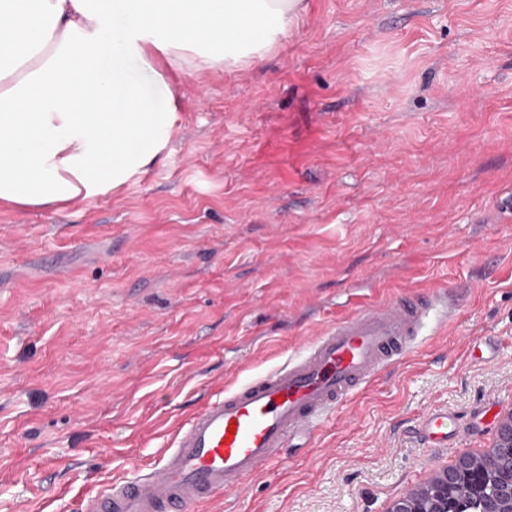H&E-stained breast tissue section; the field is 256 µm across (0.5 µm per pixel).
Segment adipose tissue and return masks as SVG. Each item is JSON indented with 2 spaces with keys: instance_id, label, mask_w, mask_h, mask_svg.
<instances>
[{
  "instance_id": "ef3b65f1",
  "label": "adipose tissue",
  "mask_w": 512,
  "mask_h": 512,
  "mask_svg": "<svg viewBox=\"0 0 512 512\" xmlns=\"http://www.w3.org/2000/svg\"><path fill=\"white\" fill-rule=\"evenodd\" d=\"M305 0H0V205L60 207L121 187L164 148L173 115L122 55L223 48L262 58Z\"/></svg>"
}]
</instances>
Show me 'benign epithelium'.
I'll list each match as a JSON object with an SVG mask.
<instances>
[{"label":"benign epithelium","mask_w":512,"mask_h":512,"mask_svg":"<svg viewBox=\"0 0 512 512\" xmlns=\"http://www.w3.org/2000/svg\"><path fill=\"white\" fill-rule=\"evenodd\" d=\"M486 460L493 463L496 489L483 498V512H512V411L500 422L491 449L436 471L427 482L393 500L385 512H448V497L455 492L482 493Z\"/></svg>","instance_id":"7a95c632"}]
</instances>
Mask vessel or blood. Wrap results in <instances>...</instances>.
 Instances as JSON below:
<instances>
[{"label":"vessel or blood","mask_w":512,"mask_h":512,"mask_svg":"<svg viewBox=\"0 0 512 512\" xmlns=\"http://www.w3.org/2000/svg\"><path fill=\"white\" fill-rule=\"evenodd\" d=\"M429 307L404 295L364 306L322 332L305 356L209 402L178 431L174 448L136 479L113 480L85 512H191L241 488L272 465L291 437L333 413L354 390L399 359L419 336ZM429 442L448 438V412L425 421Z\"/></svg>","instance_id":"obj_1"}]
</instances>
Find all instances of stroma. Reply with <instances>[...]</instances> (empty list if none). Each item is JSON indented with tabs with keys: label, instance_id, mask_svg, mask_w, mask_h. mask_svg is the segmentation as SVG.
Returning <instances> with one entry per match:
<instances>
[{
	"label": "stroma",
	"instance_id": "1",
	"mask_svg": "<svg viewBox=\"0 0 512 512\" xmlns=\"http://www.w3.org/2000/svg\"><path fill=\"white\" fill-rule=\"evenodd\" d=\"M130 80L174 113L147 172L0 208V512H79L355 308L447 324L193 512H384L512 409V0H307L262 60ZM447 408V446L423 417Z\"/></svg>",
	"mask_w": 512,
	"mask_h": 512
}]
</instances>
